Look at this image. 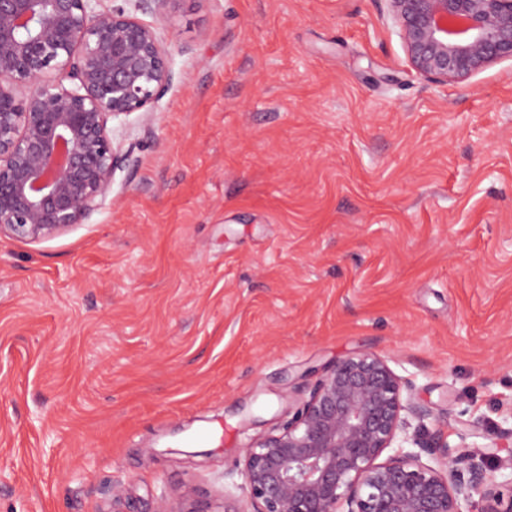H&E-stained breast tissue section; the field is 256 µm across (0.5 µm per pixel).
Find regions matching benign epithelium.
<instances>
[{"instance_id": "7a95c632", "label": "benign epithelium", "mask_w": 512, "mask_h": 512, "mask_svg": "<svg viewBox=\"0 0 512 512\" xmlns=\"http://www.w3.org/2000/svg\"><path fill=\"white\" fill-rule=\"evenodd\" d=\"M386 2L408 62L434 83L512 61V0ZM172 80L157 28L122 6L0 0V233L45 239L96 212L126 159L109 120L149 114ZM405 389L377 354L337 360L247 447L253 512H512V457L492 464L460 431L423 462L431 413Z\"/></svg>"}]
</instances>
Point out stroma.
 Segmentation results:
<instances>
[{
	"label": "stroma",
	"instance_id": "obj_1",
	"mask_svg": "<svg viewBox=\"0 0 512 512\" xmlns=\"http://www.w3.org/2000/svg\"><path fill=\"white\" fill-rule=\"evenodd\" d=\"M101 208L0 236V512H251L246 447L385 357L449 443L512 430V61L436 85L385 0H177Z\"/></svg>",
	"mask_w": 512,
	"mask_h": 512
}]
</instances>
